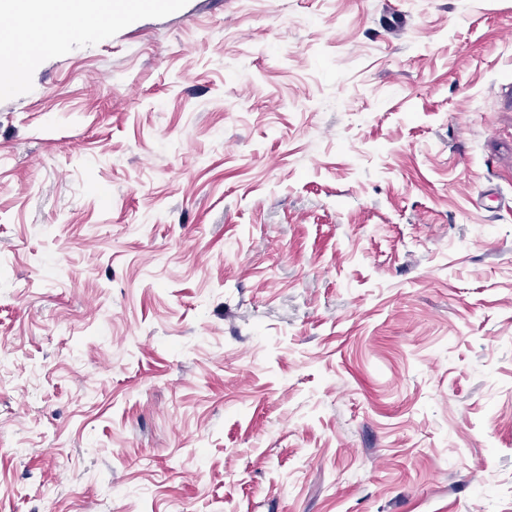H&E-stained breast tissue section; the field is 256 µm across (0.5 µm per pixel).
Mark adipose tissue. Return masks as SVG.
<instances>
[{"instance_id":"obj_1","label":"adipose tissue","mask_w":512,"mask_h":512,"mask_svg":"<svg viewBox=\"0 0 512 512\" xmlns=\"http://www.w3.org/2000/svg\"><path fill=\"white\" fill-rule=\"evenodd\" d=\"M0 7L16 16L36 17L37 25L16 26L0 32V91L21 81L26 61L50 43V34L59 18H67L73 31L89 30L108 17L125 12V0H49L44 10H36L35 0H0Z\"/></svg>"}]
</instances>
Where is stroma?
Listing matches in <instances>:
<instances>
[{"mask_svg": "<svg viewBox=\"0 0 512 512\" xmlns=\"http://www.w3.org/2000/svg\"><path fill=\"white\" fill-rule=\"evenodd\" d=\"M0 93V512H512V0H129Z\"/></svg>", "mask_w": 512, "mask_h": 512, "instance_id": "1", "label": "stroma"}]
</instances>
